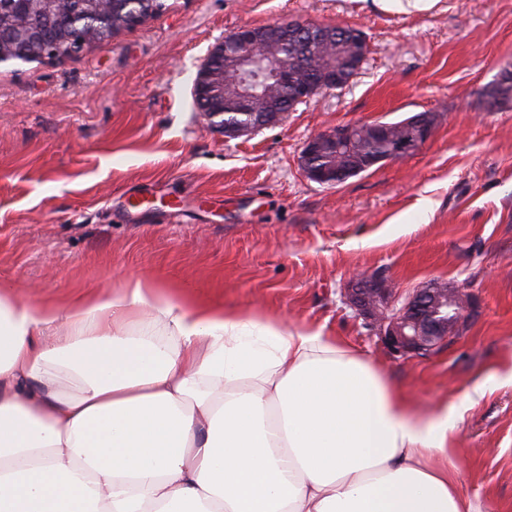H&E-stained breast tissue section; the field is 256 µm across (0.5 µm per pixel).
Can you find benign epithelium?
I'll use <instances>...</instances> for the list:
<instances>
[{
	"label": "benign epithelium",
	"mask_w": 512,
	"mask_h": 512,
	"mask_svg": "<svg viewBox=\"0 0 512 512\" xmlns=\"http://www.w3.org/2000/svg\"><path fill=\"white\" fill-rule=\"evenodd\" d=\"M22 10L15 13L0 11V67L20 66L16 46L39 40L38 50L32 56L34 62L61 61L77 55L83 50L102 47L112 43V0H81L86 11L95 14L99 24L75 27L62 37L37 38L23 21L24 10L37 4L68 13L69 0H20ZM292 24L271 25L266 28L241 27L218 42L210 51L206 61L198 69L194 81L195 99L207 106L205 116L224 138L232 139L251 135L261 126L229 125L219 120L224 112V81L215 71L214 62L224 58V49H241L236 57L238 73L242 75L239 85L241 99L249 98L245 89L258 87L253 63L265 56L264 44L272 32H288ZM323 49L321 38L310 37L299 41L298 49L292 50L289 60L275 64L274 74L279 85L291 88L293 102H305L321 91L339 87L344 83L342 75L334 65L314 70L307 66L306 59L318 55ZM438 117L428 112L411 117L403 122V134L396 137V149L389 159L396 160L419 151L431 138ZM359 126L340 125L324 130L311 137L304 145L300 165L305 175L321 184H339L348 179L345 172L330 173L308 163V160L326 145L353 150ZM350 305L376 328L387 351L394 357L427 356L442 344L456 336L459 324L469 319L472 296L465 288H447L438 283L428 284L404 300L393 293L385 281L377 278L361 280L356 287L347 289ZM455 308V315L448 317V309Z\"/></svg>",
	"instance_id": "obj_1"
}]
</instances>
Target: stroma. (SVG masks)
<instances>
[{
  "label": "stroma",
  "instance_id": "1",
  "mask_svg": "<svg viewBox=\"0 0 512 512\" xmlns=\"http://www.w3.org/2000/svg\"><path fill=\"white\" fill-rule=\"evenodd\" d=\"M361 30L350 82L224 139L193 84L243 26ZM512 61V0H167L110 45L0 69V285L55 302L149 280L324 329L421 406L483 398L452 435L462 492L512 512V105L480 95ZM433 112L416 153L327 186L305 142ZM144 203L131 207L133 197ZM399 297L468 288L475 314L428 357L391 356L346 300L353 275Z\"/></svg>",
  "mask_w": 512,
  "mask_h": 512
}]
</instances>
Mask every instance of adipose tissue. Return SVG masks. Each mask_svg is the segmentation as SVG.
Listing matches in <instances>:
<instances>
[{"label":"adipose tissue","mask_w":512,"mask_h":512,"mask_svg":"<svg viewBox=\"0 0 512 512\" xmlns=\"http://www.w3.org/2000/svg\"><path fill=\"white\" fill-rule=\"evenodd\" d=\"M418 414L321 330L148 281L0 290V512H484Z\"/></svg>","instance_id":"ef3b65f1"}]
</instances>
